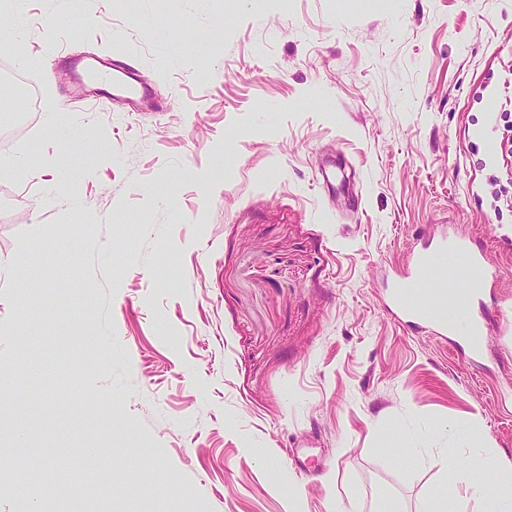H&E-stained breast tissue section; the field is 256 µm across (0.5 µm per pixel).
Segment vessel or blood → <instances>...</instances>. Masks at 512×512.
<instances>
[{
  "mask_svg": "<svg viewBox=\"0 0 512 512\" xmlns=\"http://www.w3.org/2000/svg\"><path fill=\"white\" fill-rule=\"evenodd\" d=\"M63 66L94 85L98 104L121 100L134 112L159 107L127 62L89 54L67 57ZM499 277L487 253L470 251L463 238L446 232L430 235L392 279L387 308L402 327L465 337L469 357L475 360L483 354L488 317L483 297Z\"/></svg>",
  "mask_w": 512,
  "mask_h": 512,
  "instance_id": "vessel-or-blood-1",
  "label": "vessel or blood"
}]
</instances>
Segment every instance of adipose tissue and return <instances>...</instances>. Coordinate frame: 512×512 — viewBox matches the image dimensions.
I'll use <instances>...</instances> for the list:
<instances>
[{
  "label": "adipose tissue",
  "mask_w": 512,
  "mask_h": 512,
  "mask_svg": "<svg viewBox=\"0 0 512 512\" xmlns=\"http://www.w3.org/2000/svg\"><path fill=\"white\" fill-rule=\"evenodd\" d=\"M451 455L450 449H440L438 453H427L421 455L423 464L438 468L442 471L450 483L469 484L474 495L485 499L487 503L486 512H512V494L503 493L497 485L491 483L475 484L471 481L472 470L478 469L484 472H491L498 467V458L495 454L487 452L477 456L473 467H460L450 465L448 459Z\"/></svg>",
  "instance_id": "obj_1"
}]
</instances>
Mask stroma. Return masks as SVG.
I'll return each mask as SVG.
<instances>
[{"label": "stroma", "mask_w": 512, "mask_h": 512, "mask_svg": "<svg viewBox=\"0 0 512 512\" xmlns=\"http://www.w3.org/2000/svg\"><path fill=\"white\" fill-rule=\"evenodd\" d=\"M26 8L8 52L43 110L0 142V264L25 265L0 283V512H485L420 448L493 452L512 491V208L482 137L512 139V0ZM75 52L134 61L162 111L75 103ZM446 227L501 270L477 362L384 305Z\"/></svg>", "instance_id": "35a3bbf8"}]
</instances>
